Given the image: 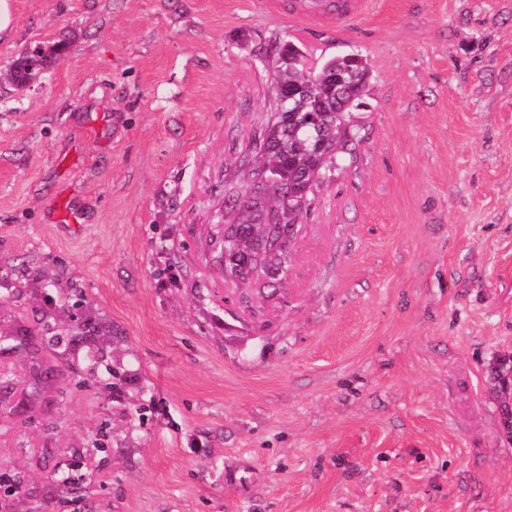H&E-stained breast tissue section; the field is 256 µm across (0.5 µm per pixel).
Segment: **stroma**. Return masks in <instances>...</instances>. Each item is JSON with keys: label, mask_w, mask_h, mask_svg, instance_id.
I'll return each mask as SVG.
<instances>
[{"label": "stroma", "mask_w": 512, "mask_h": 512, "mask_svg": "<svg viewBox=\"0 0 512 512\" xmlns=\"http://www.w3.org/2000/svg\"><path fill=\"white\" fill-rule=\"evenodd\" d=\"M11 2L0 472L26 486L6 512H512L488 375L512 352V0H370L343 28L268 0ZM63 39L37 84L9 82ZM284 39L316 67L363 54L369 106L254 317L218 226L250 191ZM56 278L80 306L50 300ZM65 42H59L48 49H46L42 44H36L31 46L29 52L33 56H38L39 54L44 53L39 58L30 57L28 51H24L21 53L15 60H13L10 66V80L11 82L18 88H23L28 85L29 78H32L34 75H39L45 67H47V63L50 59L58 58L57 56L60 53L62 48H59L58 45ZM26 62V65H20L21 63ZM33 70V73L29 72Z\"/></svg>", "instance_id": "stroma-1"}]
</instances>
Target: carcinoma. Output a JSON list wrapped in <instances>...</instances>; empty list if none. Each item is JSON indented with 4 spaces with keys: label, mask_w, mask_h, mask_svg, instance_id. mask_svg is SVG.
I'll return each instance as SVG.
<instances>
[{
    "label": "carcinoma",
    "mask_w": 512,
    "mask_h": 512,
    "mask_svg": "<svg viewBox=\"0 0 512 512\" xmlns=\"http://www.w3.org/2000/svg\"><path fill=\"white\" fill-rule=\"evenodd\" d=\"M60 53L58 45L38 58L21 53L10 66V80L18 88L28 85ZM274 87L297 89L290 111L276 112L263 139V161L254 175L272 179L269 195L247 199L242 208L247 218L240 221L263 242L255 261L262 265L279 260L288 251V225L294 224L306 209L313 186L335 166L336 151L350 141L347 116L353 108L365 105L370 75L363 55H339L321 67L308 66L304 53L292 42L279 44ZM345 73L341 88L328 83L325 74Z\"/></svg>",
    "instance_id": "obj_1"
}]
</instances>
